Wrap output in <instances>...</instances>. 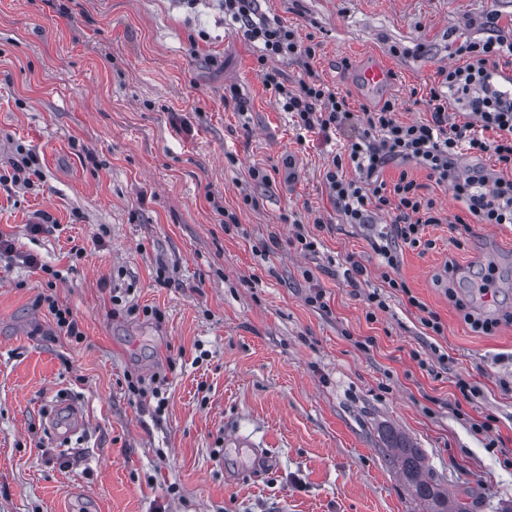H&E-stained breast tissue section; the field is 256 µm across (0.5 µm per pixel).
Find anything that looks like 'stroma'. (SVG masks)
Returning a JSON list of instances; mask_svg holds the SVG:
<instances>
[{
  "label": "stroma",
  "mask_w": 512,
  "mask_h": 512,
  "mask_svg": "<svg viewBox=\"0 0 512 512\" xmlns=\"http://www.w3.org/2000/svg\"><path fill=\"white\" fill-rule=\"evenodd\" d=\"M257 6L316 44L314 71L353 113L391 100L403 122L425 119L487 16L512 29V0ZM257 55L224 0H0V173L38 157L30 187L0 183V512H424L388 463L395 434L470 512L512 506V224H433L432 248L404 247L399 275L443 335L395 290L367 320L344 271L357 260L382 287L371 242L390 218L344 223L325 188L358 126L300 134ZM374 61L395 84L361 86ZM231 85L243 107L225 105ZM37 211L55 230L34 229ZM50 298L82 339L59 333ZM462 304L501 325L473 331ZM433 344L437 373L414 358ZM131 378L165 409L135 401ZM64 400L86 422L66 438L48 426ZM487 416L491 448L470 427Z\"/></svg>",
  "instance_id": "obj_1"
}]
</instances>
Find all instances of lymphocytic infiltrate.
<instances>
[{"label":"lymphocytic infiltrate","mask_w":512,"mask_h":512,"mask_svg":"<svg viewBox=\"0 0 512 512\" xmlns=\"http://www.w3.org/2000/svg\"><path fill=\"white\" fill-rule=\"evenodd\" d=\"M224 12L242 24L247 39L259 43L263 83L280 98L283 111L292 114L299 129L327 136L353 118L346 97L316 76L311 67L316 50L294 29L258 15L254 0H224ZM488 30V36L465 39L456 47L459 66L440 69V81L425 101L427 118L400 121L389 100L363 110L360 133L341 146L325 174L328 194L345 223H367L377 211L390 216V232L380 235L372 249L392 272L389 288L407 294L409 305L422 313L421 324L437 336L444 333L440 317L427 311L410 295L405 281L395 276L403 246L420 245L425 226L442 221L433 200L421 195L420 184L403 165L414 163L436 183L452 187L465 205L455 223L512 224V85L502 84L497 71L499 58L512 56V31L501 29L493 18ZM271 58L294 60L303 77L295 86L285 85L278 71L267 68ZM452 103L463 111L465 122L449 119ZM464 152L493 157L496 165L462 175L458 160ZM391 166L400 172L389 182L383 174Z\"/></svg>","instance_id":"lymphocytic-infiltrate-1"}]
</instances>
